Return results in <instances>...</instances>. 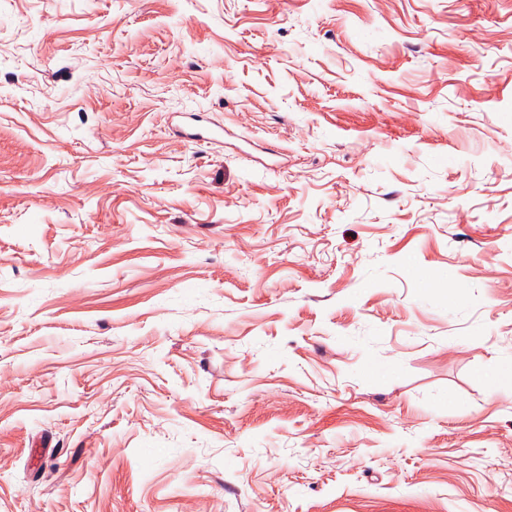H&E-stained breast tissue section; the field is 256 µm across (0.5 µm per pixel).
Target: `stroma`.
Returning <instances> with one entry per match:
<instances>
[{"instance_id":"1","label":"stroma","mask_w":512,"mask_h":512,"mask_svg":"<svg viewBox=\"0 0 512 512\" xmlns=\"http://www.w3.org/2000/svg\"><path fill=\"white\" fill-rule=\"evenodd\" d=\"M0 512H512V0H0Z\"/></svg>"}]
</instances>
